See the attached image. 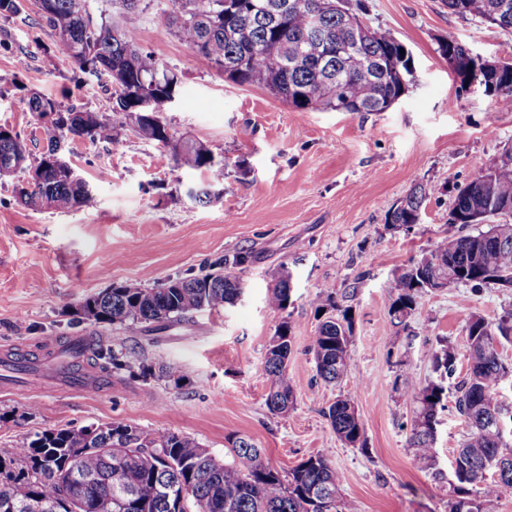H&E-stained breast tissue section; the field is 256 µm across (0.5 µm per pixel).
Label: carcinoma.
I'll use <instances>...</instances> for the list:
<instances>
[{"label":"carcinoma","instance_id":"carcinoma-1","mask_svg":"<svg viewBox=\"0 0 512 512\" xmlns=\"http://www.w3.org/2000/svg\"><path fill=\"white\" fill-rule=\"evenodd\" d=\"M39 17L49 29L59 54L83 73H94L97 64L111 65L110 78L120 76L125 94L112 101L118 120L94 115L34 93L30 111L42 116L48 109L58 114L52 124L42 123L48 150L35 164L18 134L0 131V169L34 170L16 188L20 202L33 209L69 210L91 197L88 183L71 177L53 164L51 156L69 136L109 141L119 131L173 146L176 163L189 170L212 169V152L201 143L174 142L169 128L157 116L137 106L152 99L158 112L161 102L180 85L179 76L156 56L140 48L132 33L106 18L94 19L88 0H36ZM265 0H170L167 25L192 53L226 80L269 91L297 109L322 107L336 112H384L403 97L413 78L410 52L387 29L365 25V32L349 49L344 14L331 0H282L287 7L277 16L264 12ZM448 11L459 16L512 30V0H445ZM321 13L324 37L309 35L311 13ZM300 58L285 68L279 63L282 46ZM440 55L453 53L462 79H485L483 65L453 33L438 46ZM503 87L498 103L512 109V61L496 77ZM431 193L418 183L388 213L387 223L410 228L419 223L421 208ZM512 208V176L496 181L484 192L479 179L461 188L449 212L495 213ZM394 275L390 283V314L406 325L417 310L419 296L432 288L465 286L480 291L492 280L512 277V221L489 225L477 234L444 240L430 253ZM242 295L240 278L231 271L209 270L177 277L161 288L113 284L83 299L78 313L92 324L166 330L189 314L219 311L235 305ZM291 299L288 272L278 271L269 287L268 304L286 310ZM324 316L313 341L317 376L337 384L348 374L352 318L342 309L331 288L316 296ZM466 372L457 383L455 411L469 431L452 455V498L448 512H484V504L512 493V429L499 428L493 418L512 422V410L499 399V384L512 376V365L499 353L502 341H512V311L491 323L470 314ZM288 322L278 324L265 354L266 404L275 414L293 408L295 391L288 375L291 341ZM90 366L110 376L126 367L115 351L89 344ZM433 368L441 378L456 374L457 353L448 344L433 354ZM403 397L416 405L408 445L416 458L433 467L439 413L447 409L442 382L425 386L404 383ZM324 415L336 436L353 447L365 448L364 428L351 398L330 404ZM230 459H220L195 438L175 432L146 433L114 422L109 425L52 428L26 436L13 449L0 451V500L8 499L17 512H347L340 494L341 477L323 455L302 461L283 478L265 463L263 449L237 437L229 440Z\"/></svg>","mask_w":512,"mask_h":512}]
</instances>
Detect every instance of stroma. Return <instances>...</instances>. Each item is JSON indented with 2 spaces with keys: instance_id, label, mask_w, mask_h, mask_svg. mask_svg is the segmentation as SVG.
Instances as JSON below:
<instances>
[{
  "instance_id": "1",
  "label": "stroma",
  "mask_w": 512,
  "mask_h": 512,
  "mask_svg": "<svg viewBox=\"0 0 512 512\" xmlns=\"http://www.w3.org/2000/svg\"><path fill=\"white\" fill-rule=\"evenodd\" d=\"M361 2L365 21L391 30L412 54L410 89L384 112L285 105L197 58L168 27V0H142L129 14L121 0H89L93 17L133 30L141 48L179 75V95L161 114L175 141L202 143L227 167L221 180L212 170L180 169L171 149L123 132L109 143L66 144V159L91 188L82 206L35 210L16 198L23 173L0 179V347L36 355L44 340L83 336L129 363L103 395L0 390V450L45 429L112 422L187 434L219 457L230 439L244 437L284 475L309 457L328 458L352 512H448L452 452L467 428L441 415L434 448L442 475L434 477L408 446L413 404L394 383L434 381L433 353L445 342L464 353L467 315L497 321L512 310V289L422 294L401 327L389 312L388 285L441 240L479 232L476 224L449 223L448 212L458 188L512 148V110L480 87L461 90L438 40L451 32L473 54L504 59L512 57V32L449 13L444 0ZM38 21L34 0L0 18V127L17 132L34 159L45 140L28 107L31 93L112 114L108 82L57 54ZM215 179L219 199L199 205L186 197L188 186ZM418 183L432 189L419 224H387L391 207ZM237 255L247 258L234 269L242 299L190 315L159 341L77 314L85 296L111 284L150 288ZM281 269L291 276L284 311L266 302ZM326 285L355 290L347 301L350 370L337 386L318 378L312 352L321 322L314 298ZM283 321L296 401L275 415L266 406L263 362ZM172 364L180 382L161 374ZM340 395L354 401L366 449L343 444L324 415Z\"/></svg>"
}]
</instances>
